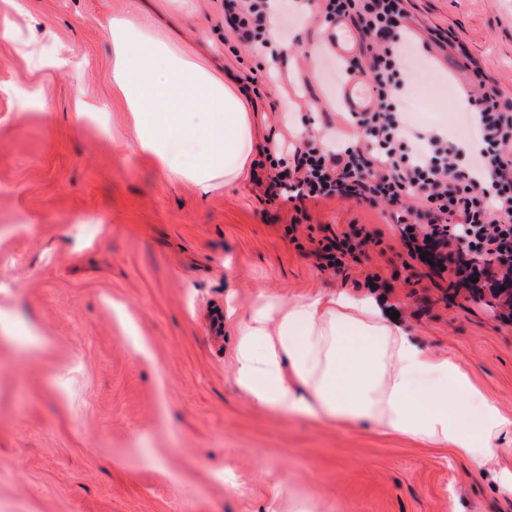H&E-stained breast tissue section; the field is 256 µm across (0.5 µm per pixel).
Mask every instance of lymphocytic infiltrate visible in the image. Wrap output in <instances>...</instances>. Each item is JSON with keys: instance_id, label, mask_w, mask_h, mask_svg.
Listing matches in <instances>:
<instances>
[{"instance_id": "1", "label": "lymphocytic infiltrate", "mask_w": 512, "mask_h": 512, "mask_svg": "<svg viewBox=\"0 0 512 512\" xmlns=\"http://www.w3.org/2000/svg\"><path fill=\"white\" fill-rule=\"evenodd\" d=\"M224 0L225 41L262 54L283 39L293 0ZM327 22L349 21L373 52L374 104L351 113L359 137L332 127H311L302 144L268 142L260 185L267 200L344 198L383 207L397 222L408 259L427 256L433 275L478 296L502 294L512 283V108L501 105L474 69V94L463 119L475 130V150L460 153L440 131L414 127L403 103L402 62L417 47L404 0H318ZM503 322L512 321V295L502 294Z\"/></svg>"}]
</instances>
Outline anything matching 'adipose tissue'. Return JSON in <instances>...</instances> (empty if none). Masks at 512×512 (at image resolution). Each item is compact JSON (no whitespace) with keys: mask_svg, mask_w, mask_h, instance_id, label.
<instances>
[{"mask_svg":"<svg viewBox=\"0 0 512 512\" xmlns=\"http://www.w3.org/2000/svg\"><path fill=\"white\" fill-rule=\"evenodd\" d=\"M112 78L135 150L208 193L251 166L253 128L239 92L133 19L113 18ZM239 388L280 416L370 422L475 466H496L512 416L451 356L423 348L379 301L347 291L270 299L240 331Z\"/></svg>","mask_w":512,"mask_h":512,"instance_id":"obj_1","label":"adipose tissue"}]
</instances>
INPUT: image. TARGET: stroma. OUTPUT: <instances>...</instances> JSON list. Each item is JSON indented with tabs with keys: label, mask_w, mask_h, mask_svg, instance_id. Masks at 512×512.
<instances>
[{
	"label": "stroma",
	"mask_w": 512,
	"mask_h": 512,
	"mask_svg": "<svg viewBox=\"0 0 512 512\" xmlns=\"http://www.w3.org/2000/svg\"><path fill=\"white\" fill-rule=\"evenodd\" d=\"M0 0L20 38L82 67L34 69L0 38V85L35 86L47 111L0 95V512H512L491 471L445 446L281 418L238 388L239 325L261 296L371 292L419 344L452 355L512 415V325L500 299L448 288L403 248L381 210L332 199L267 201L254 181L200 195L132 147L112 84V17L138 19L224 76L277 78L249 111L258 145L345 127L323 19L292 16L274 57L224 44V0ZM427 67L452 97L467 60L512 103V0H405ZM105 101L106 131L73 123ZM417 127L457 137V114L403 89ZM381 243L334 273L320 240L352 225ZM376 277L368 288V277ZM224 310L221 336L209 324Z\"/></svg>",
	"instance_id": "35a3bbf8"
}]
</instances>
